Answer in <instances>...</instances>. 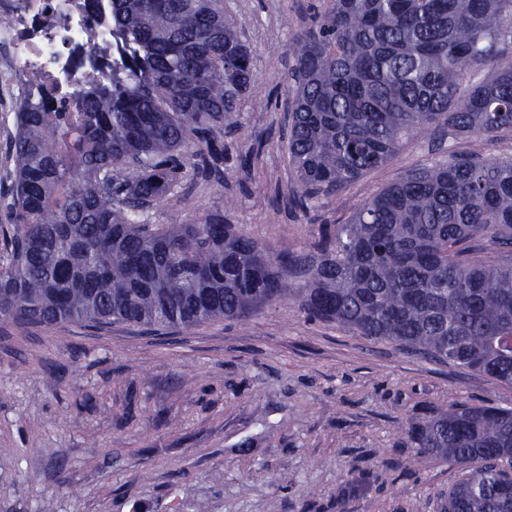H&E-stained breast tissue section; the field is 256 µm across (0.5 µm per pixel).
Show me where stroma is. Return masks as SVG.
I'll return each mask as SVG.
<instances>
[{
    "label": "stroma",
    "instance_id": "1",
    "mask_svg": "<svg viewBox=\"0 0 512 512\" xmlns=\"http://www.w3.org/2000/svg\"><path fill=\"white\" fill-rule=\"evenodd\" d=\"M307 5L224 0L255 88L224 139L223 182L190 184L160 220L221 211L273 253H298L414 169L461 150L512 157L508 136L414 140L338 198L291 209L285 102ZM457 403L512 408V384L285 303L166 335L0 322V512H443L465 472L418 456L403 431Z\"/></svg>",
    "mask_w": 512,
    "mask_h": 512
}]
</instances>
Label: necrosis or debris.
Segmentation results:
<instances>
[{"label":"necrosis or debris","instance_id":"obj_1","mask_svg":"<svg viewBox=\"0 0 512 512\" xmlns=\"http://www.w3.org/2000/svg\"><path fill=\"white\" fill-rule=\"evenodd\" d=\"M0 71L74 112L89 76L112 72L111 0H0Z\"/></svg>","mask_w":512,"mask_h":512}]
</instances>
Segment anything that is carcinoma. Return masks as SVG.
Instances as JSON below:
<instances>
[{"label": "carcinoma", "instance_id": "1", "mask_svg": "<svg viewBox=\"0 0 512 512\" xmlns=\"http://www.w3.org/2000/svg\"><path fill=\"white\" fill-rule=\"evenodd\" d=\"M119 63L80 112L20 98L0 175V321L149 331L282 301L408 354L512 383V158L459 153L363 201L307 253L274 256L216 211L162 224L253 85L224 0H112ZM512 0H330L291 45V203L307 210L433 134L512 135ZM493 66L488 80L472 71ZM466 470L444 512H512V409L456 405L411 427Z\"/></svg>", "mask_w": 512, "mask_h": 512}]
</instances>
